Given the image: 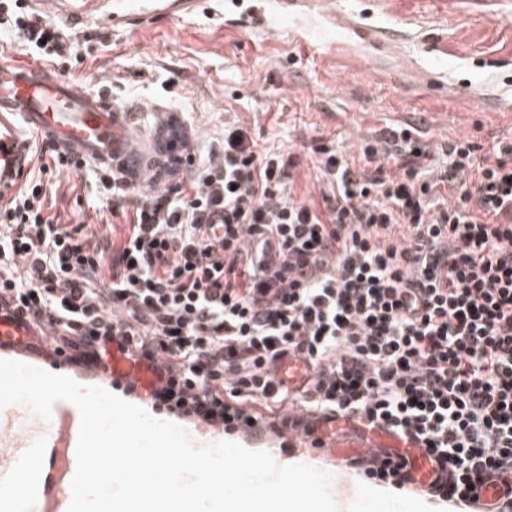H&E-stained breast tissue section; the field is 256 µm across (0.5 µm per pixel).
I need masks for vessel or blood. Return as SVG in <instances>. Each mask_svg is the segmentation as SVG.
<instances>
[{
	"instance_id": "1",
	"label": "vessel or blood",
	"mask_w": 512,
	"mask_h": 512,
	"mask_svg": "<svg viewBox=\"0 0 512 512\" xmlns=\"http://www.w3.org/2000/svg\"><path fill=\"white\" fill-rule=\"evenodd\" d=\"M201 0H117L104 23L145 25L158 13L188 14ZM97 168L120 171L134 183L152 167L127 109L103 92L45 70L21 68L0 59V194H13L27 172L32 139ZM26 331L0 316V353L23 355ZM109 383L150 395L154 377L145 365L113 350L104 365ZM311 376L303 360L285 357L277 377L292 390ZM79 423L66 404H56L43 419L23 404L0 408V512H67L69 497H50L58 476L73 478Z\"/></svg>"
}]
</instances>
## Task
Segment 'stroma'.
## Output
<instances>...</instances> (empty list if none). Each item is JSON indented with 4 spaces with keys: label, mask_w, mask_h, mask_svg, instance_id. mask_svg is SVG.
<instances>
[{
    "label": "stroma",
    "mask_w": 512,
    "mask_h": 512,
    "mask_svg": "<svg viewBox=\"0 0 512 512\" xmlns=\"http://www.w3.org/2000/svg\"><path fill=\"white\" fill-rule=\"evenodd\" d=\"M27 2L69 28L85 58L51 74L137 106L143 140L174 108L204 148L239 123L259 148L299 154L303 187L315 183L309 149L320 137L354 155L372 131L408 122L437 164L466 137L512 141V0H291L271 33L231 17L269 10V0H205L194 14L118 30ZM58 179L50 211L108 233L92 168Z\"/></svg>",
    "instance_id": "stroma-1"
}]
</instances>
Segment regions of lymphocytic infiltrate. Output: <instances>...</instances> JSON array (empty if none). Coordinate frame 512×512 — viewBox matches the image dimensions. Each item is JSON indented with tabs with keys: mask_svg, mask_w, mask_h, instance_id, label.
I'll return each mask as SVG.
<instances>
[{
	"mask_svg": "<svg viewBox=\"0 0 512 512\" xmlns=\"http://www.w3.org/2000/svg\"><path fill=\"white\" fill-rule=\"evenodd\" d=\"M0 28L48 62L72 54L62 27L9 0ZM175 150L194 162L159 188L97 173L123 225L101 236L47 215L46 178L83 165L36 144L38 169L0 201V316L86 370L117 344L152 371L157 407L228 433L309 442L343 421L401 436L435 468L421 494L512 512V144L456 141L430 179L417 128L355 157L321 139L316 195L298 190L299 155L239 124L207 154L185 136ZM290 355L311 368L299 391L276 377ZM354 464L413 487L384 449Z\"/></svg>",
	"mask_w": 512,
	"mask_h": 512,
	"instance_id": "1",
	"label": "lymphocytic infiltrate"
}]
</instances>
